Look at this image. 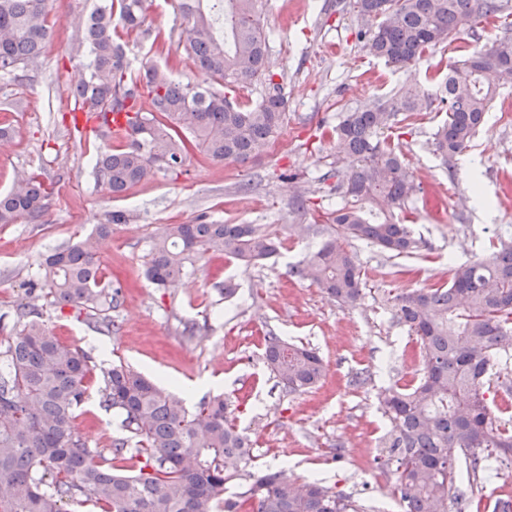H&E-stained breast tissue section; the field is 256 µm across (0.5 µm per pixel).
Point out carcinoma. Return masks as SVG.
<instances>
[{
	"label": "carcinoma",
	"instance_id": "1",
	"mask_svg": "<svg viewBox=\"0 0 512 512\" xmlns=\"http://www.w3.org/2000/svg\"><path fill=\"white\" fill-rule=\"evenodd\" d=\"M75 26L76 53L85 70L71 90V112L100 124L106 114L128 113L129 134L120 149L98 150L93 166L108 193L164 173L178 176L192 151L216 162L245 163L264 155L287 119L283 75L268 55L264 0H174L177 39L207 82L174 78L167 56L136 73L116 28L140 41L162 44L144 27L146 0H107ZM357 39L368 55L400 68L448 45L462 32L499 18L502 0H348ZM59 20L52 0H0V79L19 81L38 69ZM434 92L418 84L392 91L345 113L336 125V158H352L319 178L338 203L319 211L327 239L292 274L323 288L346 308L362 296L360 270L345 245L369 242L391 258L420 247L410 215L423 194L400 147V124L422 112L445 114L431 143L443 164L466 151L483 128L503 89H512V25L462 56ZM261 87L256 100L239 90ZM50 192L38 175L0 194V224H40ZM128 213L107 214L97 235L127 224ZM98 242L85 239L55 248L30 280L50 304L70 307L95 321L106 336L119 324L109 312L121 289L105 281ZM279 240L260 224H167L152 239L145 275L158 288L175 284L209 254L252 263L277 254ZM393 319L415 336L421 374L386 390L388 460L396 464V492L404 512H480L473 498L449 491L489 469V459L512 464L509 408L492 410L484 387L500 358L512 356V242L498 239L480 261L454 264L448 283L401 288L391 298ZM20 330L0 349V512H64V504H89L96 512H364L350 496L314 479L302 486L280 472L248 474L240 500L224 498L225 485L249 463L248 438L227 416L220 394L187 409L163 386L123 363L97 368L86 351L53 336L39 308H17ZM264 359L286 392H303L322 378L323 360L305 346L264 337ZM101 373L100 403L122 415L127 435L107 450L87 447L74 421L88 382Z\"/></svg>",
	"mask_w": 512,
	"mask_h": 512
}]
</instances>
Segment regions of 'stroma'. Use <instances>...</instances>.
<instances>
[{
    "label": "stroma",
    "instance_id": "35a3bbf8",
    "mask_svg": "<svg viewBox=\"0 0 512 512\" xmlns=\"http://www.w3.org/2000/svg\"><path fill=\"white\" fill-rule=\"evenodd\" d=\"M269 56L284 74L288 121L271 150L246 163H220L190 156L178 178L164 175L121 197L97 186L91 157L100 139L76 146L62 117L79 79L68 36H54L32 79L0 86V192L16 178L42 170L54 193L45 223L0 225V346L19 330L15 311L37 302L48 329L61 342L90 353L98 364L121 361L161 384L206 379L208 394H223L236 425L253 444L250 472L286 470L294 481L324 479L332 491L359 501L365 512H403L394 496L397 474L384 462L388 421L378 395L418 377L419 348L397 324L388 300L400 288H428L448 280L449 262L487 257L498 237H512V117L493 106L486 125L462 155L478 173L448 172L429 147L436 125L425 118L401 143L425 193L438 207L415 225L420 249L390 258L376 246L352 240L349 250L365 281L358 305L348 309L318 285L294 277L291 268L327 238L311 211L294 207L295 196L312 190L336 160L332 141H319L320 125L392 88L447 72L458 46L474 50L492 33L460 34L447 46L395 69L368 55L355 36V13H337L336 0H269L265 11ZM134 215L116 224L99 243L102 274L122 285L112 316L116 335L105 336L75 310L32 299L27 283L43 257L58 246L94 232L106 212ZM233 224H267L282 248L262 266L216 256L195 262L174 287L159 289L144 277L152 236L166 224H192L199 215ZM232 281L225 297L218 284ZM194 324V334L184 328ZM314 348L325 373L317 387L286 393L263 361V338ZM101 377L88 384L75 426L89 447H109L121 435L119 414L100 405Z\"/></svg>",
    "mask_w": 512,
    "mask_h": 512
}]
</instances>
